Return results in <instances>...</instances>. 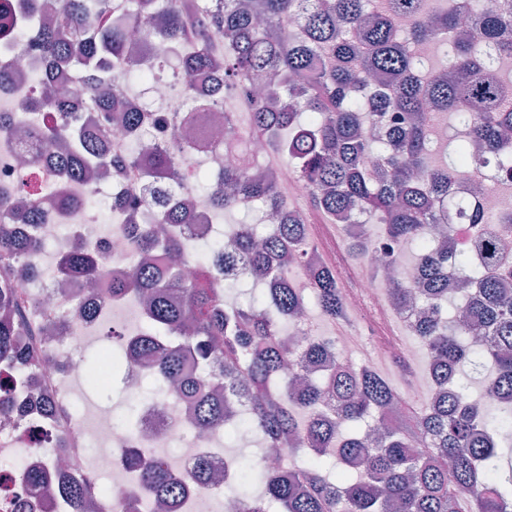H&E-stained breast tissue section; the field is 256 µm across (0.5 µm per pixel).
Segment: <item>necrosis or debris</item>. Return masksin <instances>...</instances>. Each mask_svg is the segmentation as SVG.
I'll return each instance as SVG.
<instances>
[{"label": "necrosis or debris", "instance_id": "4bbe7bcc", "mask_svg": "<svg viewBox=\"0 0 512 512\" xmlns=\"http://www.w3.org/2000/svg\"><path fill=\"white\" fill-rule=\"evenodd\" d=\"M36 63L25 62L14 72L10 86L0 89V113L18 116L23 125L38 126L43 116L23 111L21 101L35 89ZM209 82L196 80L188 93L158 81L142 94L129 98L130 108L145 113L147 121L141 136L113 130V145L123 154H133L141 138L163 141L168 128L153 122L161 111L187 108L188 97H205ZM310 238L317 244L320 264L340 265L345 261L337 227L318 208L301 213ZM94 247L99 255L103 278L91 294L60 290L53 277L58 258L67 252L73 235ZM43 249L34 260L38 277L14 280L13 291L23 303L28 332L18 338L19 346L40 358L31 380L14 389V412L0 417V472L9 477L7 491H0V512H69L66 499L58 494H32L24 479L32 466L60 472L94 485L82 512H125V499L136 484V471L123 460L130 448H144L163 455L178 474H186L197 458L211 461L215 470L235 480L236 473L224 454L223 432H199L182 413L181 401L170 390L142 410V423L130 431L117 427L110 408L88 401L77 386L85 373V352L99 341L103 326L118 333L119 344L138 332L140 307L135 303H115L103 290L112 276L129 270L132 252L118 220L101 222L82 209L51 215L39 227ZM353 312L367 316L372 327L371 350L382 355L396 350L397 337L415 318L414 309L396 310L383 303V285L366 274L346 271L341 282ZM72 316L67 334L51 336L55 313Z\"/></svg>", "mask_w": 512, "mask_h": 512}]
</instances>
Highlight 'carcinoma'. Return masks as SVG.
Segmentation results:
<instances>
[{"mask_svg":"<svg viewBox=\"0 0 512 512\" xmlns=\"http://www.w3.org/2000/svg\"><path fill=\"white\" fill-rule=\"evenodd\" d=\"M127 2L0 0V44L41 60L36 78L45 91L25 97L22 108L48 121L32 134L62 185L80 180L88 188L79 198L62 191L50 203L36 191L0 195V309L15 307L13 277L42 248L36 227L46 212L85 210L101 178L134 168L156 223H141L136 205L109 199L135 253L129 272L112 279L110 298L140 303L146 324L130 339L132 350L151 359L158 381L183 389L200 431L222 423L260 434L269 452L310 451L304 466L263 469L262 494L224 495L236 512H512V464L503 467L500 455L512 445L502 435L512 428V292L500 287L512 263L485 228L492 218L480 197L462 201L454 192L465 170L478 179L494 164L512 178V78L501 73L512 61V0H465L451 9L439 0ZM162 5L164 25L155 30L151 20ZM290 17L300 29L287 39L281 26ZM434 43L444 47L436 60L426 55ZM64 75L88 78L98 95L75 102L59 91ZM200 75L213 80V94L159 116L169 139L143 142L124 164L114 160L103 115L124 112L132 132L142 122L141 113L119 106L120 80L188 86ZM239 94L269 153L288 157L313 204L344 223L353 259L372 240L366 216L399 248L417 249L409 274L397 253L366 274L377 280L395 271L384 283L393 306L420 301L411 334L426 353L433 387L421 412L391 410L398 391L370 366L353 368L339 355L328 363L331 337L286 345L284 323L307 308L290 286V269L310 277L321 318L346 325L352 311L337 274L308 264L315 245L300 213L275 182L254 172L234 136L235 113L225 111L224 99ZM202 112L224 113V139L214 147L237 164L214 175L210 208L199 215L189 201H169L166 188L184 176L186 133L201 136ZM240 208L258 210L260 223L215 230L223 212ZM433 224L449 234L470 224L472 236L450 252L432 235ZM197 241L208 251L188 279L183 264ZM56 275L96 282L100 262L79 244L61 256ZM243 278L264 286L263 301H224L222 284ZM24 326L20 315L0 320V360L15 363L17 376L35 371L16 341ZM188 361L210 371L205 390L185 380ZM465 364L493 399L469 400L457 378ZM124 460L138 471L126 512L146 495L176 512L186 493L213 481L205 458L187 480L139 448ZM53 486L71 512H82L80 485L61 474Z\"/></svg>","mask_w":512,"mask_h":512,"instance_id":"obj_1","label":"carcinoma"}]
</instances>
